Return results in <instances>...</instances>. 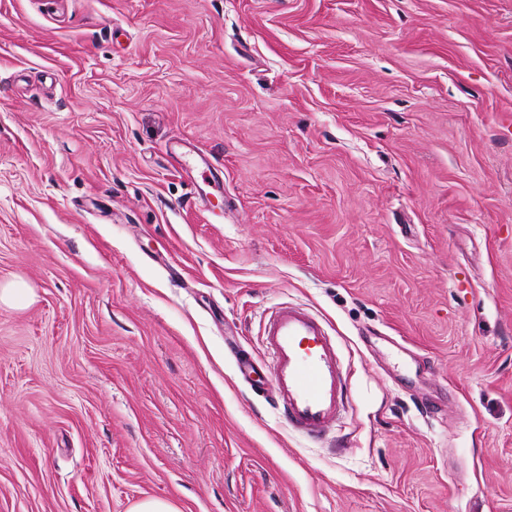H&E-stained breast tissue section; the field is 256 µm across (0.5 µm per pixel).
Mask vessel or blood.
Segmentation results:
<instances>
[{"label":"vessel or blood","instance_id":"1","mask_svg":"<svg viewBox=\"0 0 512 512\" xmlns=\"http://www.w3.org/2000/svg\"><path fill=\"white\" fill-rule=\"evenodd\" d=\"M263 343L267 370L240 357L238 377L254 392L269 393L293 429L314 438L325 435L344 408L348 387L323 319L302 306L280 304L265 320Z\"/></svg>","mask_w":512,"mask_h":512}]
</instances>
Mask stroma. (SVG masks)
Wrapping results in <instances>:
<instances>
[{
	"label": "stroma",
	"instance_id": "stroma-1",
	"mask_svg": "<svg viewBox=\"0 0 512 512\" xmlns=\"http://www.w3.org/2000/svg\"><path fill=\"white\" fill-rule=\"evenodd\" d=\"M16 283L0 512H512V0H0ZM281 302L319 442L236 375ZM263 343L270 381L247 357L236 359L238 377L254 392L269 393L293 429L314 438L325 435L339 419L348 387L323 319L300 305L282 303L265 320Z\"/></svg>",
	"mask_w": 512,
	"mask_h": 512
}]
</instances>
